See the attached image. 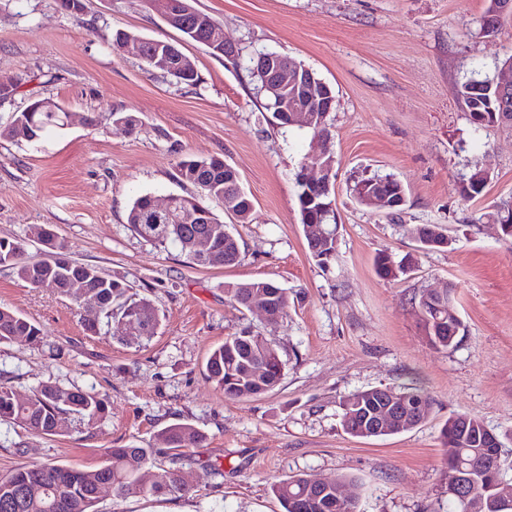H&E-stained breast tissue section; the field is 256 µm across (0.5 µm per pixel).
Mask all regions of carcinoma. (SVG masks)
I'll use <instances>...</instances> for the list:
<instances>
[{"label":"carcinoma","instance_id":"cac0c4a2","mask_svg":"<svg viewBox=\"0 0 512 512\" xmlns=\"http://www.w3.org/2000/svg\"><path fill=\"white\" fill-rule=\"evenodd\" d=\"M220 27L216 21L204 28L180 30L184 39L203 43L213 29ZM249 72L262 92L266 110L274 111V96L263 91L264 80L256 71V57L249 58ZM493 79L472 76L463 82L458 94L468 114L481 116L485 122L472 123L479 132L489 126H500L496 120L501 106L495 94ZM66 113L49 111L33 105L28 112L15 113L10 121L0 127V137L13 141H31L50 128L62 129ZM106 119L119 132L131 133L137 126L135 116L126 112H111ZM181 180L196 188L195 195H170L169 215L163 222L155 219L154 197L143 195L131 205L127 224L146 242L159 248L170 246L179 250L185 263L194 266H232L239 261L240 239L232 231V225L220 221L207 201L226 203L236 198L230 189L233 172L224 168L219 158H183L177 163ZM253 205L241 198L230 209L236 223L250 222ZM311 223L321 224L329 232H336L334 213L324 214L309 207ZM417 242L424 249H437L448 241L445 229L439 224H420L413 229ZM30 237L40 242L48 252V258L32 260L27 257V238L0 239V265L15 270L18 278L33 288H50L63 297H69L79 307L86 303L98 309V315L112 319H133V335L150 337L159 326V315L151 299L131 292L124 280L101 272L97 267L72 259L67 246L55 232L46 226L34 227ZM211 242L210 253L201 257L193 248L198 238ZM312 258L322 267L328 266L336 255L335 242L315 241L307 238ZM81 279L86 291L83 297L70 296L69 281ZM227 302L236 310H247L254 301L264 302L276 324L288 317L291 301L298 296L288 295V289L267 279L224 283ZM424 293L412 296V304L421 309L420 325L435 347L448 349L456 344V337L449 335L448 302L442 308L426 307ZM39 326L7 307H0V342L23 339L31 344L41 342ZM285 362L277 346L268 338L247 328L228 336L224 344L214 349L205 364L207 377L230 400L254 397L274 390L281 382ZM404 408L417 416V423L424 422L433 409V400L418 385L404 386L396 390ZM376 393L366 389L344 397L340 403V422L344 431L354 437L371 439L367 433L365 417ZM107 399L93 391L65 388L56 384H44L26 400H18L14 392L0 386V421L12 422L45 434L55 433L57 420L65 414H73L90 421L102 417L107 411ZM443 457L450 467L474 468L478 481L488 484L482 434L471 429L464 435L451 420L444 423ZM205 437L188 423H175L156 435L157 444L169 450L184 447L187 443L201 444ZM156 448H111L105 464L94 469H81L55 462L23 466L0 478V512H97L99 500L95 491L108 482L112 495L118 499L128 496L158 497L184 495L193 487L194 473L183 466L154 474L153 482L140 486L144 471L152 466ZM336 479L317 489L309 485L304 476H294L275 481L271 492L279 501L283 512H358L356 500L338 502L335 494Z\"/></svg>","mask_w":512,"mask_h":512}]
</instances>
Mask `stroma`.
Here are the masks:
<instances>
[{"instance_id": "1", "label": "stroma", "mask_w": 512, "mask_h": 512, "mask_svg": "<svg viewBox=\"0 0 512 512\" xmlns=\"http://www.w3.org/2000/svg\"><path fill=\"white\" fill-rule=\"evenodd\" d=\"M72 14L60 0H0V124L34 100L77 115L66 129L32 142L0 138V238L47 224L70 256L123 278L152 299L154 336L126 335L119 323L86 331L91 313L0 266V305L42 330L40 344L0 343V385L19 399L45 382L94 391L105 415L63 418L53 435L0 422V476L23 464L57 461L95 468L112 448H146L157 433L188 423L202 446L158 453L155 470L198 459L187 494L103 495L97 512H282L271 482L294 475L351 479L360 512H448L441 428L452 413L512 434V243L489 213L512 201V128L474 131L457 94L478 71L495 77L512 55V16L480 33L485 0H194L240 49L225 61L183 41L146 0H84ZM179 43L199 80L188 86L149 68L112 37ZM276 51L304 63L336 92L330 115L336 258L310 256L296 205V176L310 135L272 122L247 66ZM128 112L133 134L83 117ZM218 157L240 174L254 209L237 226L241 258L231 267L184 263L131 232L140 195L193 194L181 158ZM489 174L479 197L461 188ZM393 175L406 203L390 215L356 203L354 182ZM445 227L451 246L419 249L411 230ZM412 256L411 271L381 277L378 252ZM270 279L300 300L278 325L237 311L228 282ZM449 287L464 328L457 344L432 346L409 298ZM249 328L277 345L280 385L253 398L225 399L204 372L225 337ZM416 382L434 400L427 420L400 434H346L339 403L350 393Z\"/></svg>"}]
</instances>
